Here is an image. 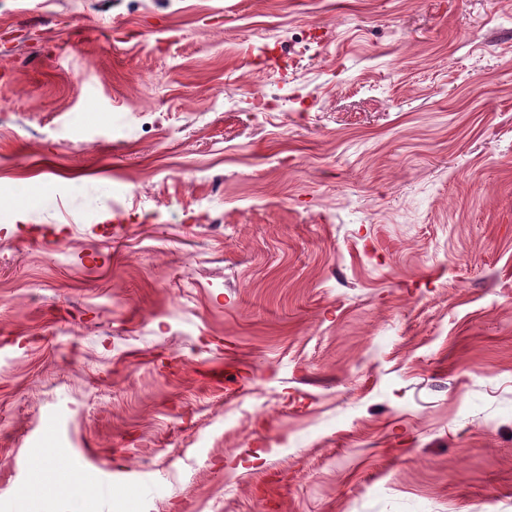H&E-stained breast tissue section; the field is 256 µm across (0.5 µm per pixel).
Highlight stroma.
I'll use <instances>...</instances> for the list:
<instances>
[{
  "label": "stroma",
  "mask_w": 512,
  "mask_h": 512,
  "mask_svg": "<svg viewBox=\"0 0 512 512\" xmlns=\"http://www.w3.org/2000/svg\"><path fill=\"white\" fill-rule=\"evenodd\" d=\"M1 194L0 512H512V0H0ZM45 454L36 455L31 458L30 465L34 472V479L29 487L24 489L23 493L26 497L31 498L40 495L43 487L52 483L57 488L66 492H72L82 487V480L76 477L66 479L63 476H52L44 466Z\"/></svg>",
  "instance_id": "1"
}]
</instances>
